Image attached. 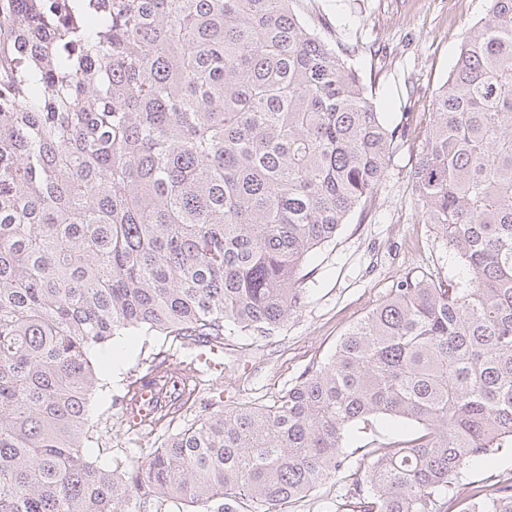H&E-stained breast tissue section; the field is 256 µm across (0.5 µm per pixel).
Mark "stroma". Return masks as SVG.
<instances>
[{
	"instance_id": "stroma-1",
	"label": "stroma",
	"mask_w": 512,
	"mask_h": 512,
	"mask_svg": "<svg viewBox=\"0 0 512 512\" xmlns=\"http://www.w3.org/2000/svg\"><path fill=\"white\" fill-rule=\"evenodd\" d=\"M293 7L332 45L345 49L378 111L405 136L394 151L375 205L365 219H350L336 237L318 247L303 267V308L272 336L224 333V374L189 419L245 402H270L305 369L325 361L340 337L382 303L406 273L457 284L468 278L436 225L426 223L414 187L423 131L433 100L455 62L464 34L488 9V0H295ZM163 339L137 331L93 349L111 396L97 395L93 414L112 411V437L105 451L90 448L99 462H135L153 438L129 424L123 398L133 378L150 370ZM512 473V454L467 466L448 512H463L471 495Z\"/></svg>"
}]
</instances>
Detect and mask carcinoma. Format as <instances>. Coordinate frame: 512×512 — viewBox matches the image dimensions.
Masks as SVG:
<instances>
[{
	"label": "carcinoma",
	"mask_w": 512,
	"mask_h": 512,
	"mask_svg": "<svg viewBox=\"0 0 512 512\" xmlns=\"http://www.w3.org/2000/svg\"><path fill=\"white\" fill-rule=\"evenodd\" d=\"M489 2L413 174L470 278L405 274L270 404L187 423L151 372L163 433L113 466L85 453L91 350L282 329L404 131L293 0H0V512H288L343 474L359 512H448L512 450V0ZM466 512H512V476ZM512 472V454L503 452L494 455L488 461H479L467 466L461 485L452 502L448 503L449 512H463L470 496L484 486ZM509 476V475H508Z\"/></svg>",
	"instance_id": "obj_1"
}]
</instances>
